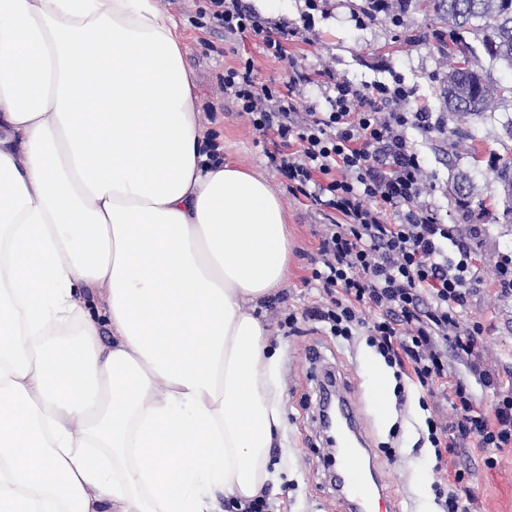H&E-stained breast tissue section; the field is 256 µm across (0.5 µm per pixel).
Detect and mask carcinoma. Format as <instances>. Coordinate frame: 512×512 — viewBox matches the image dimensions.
Listing matches in <instances>:
<instances>
[{"mask_svg":"<svg viewBox=\"0 0 512 512\" xmlns=\"http://www.w3.org/2000/svg\"><path fill=\"white\" fill-rule=\"evenodd\" d=\"M433 4L448 24L437 35L439 47L460 45L471 55L463 66L455 58L447 57L448 72L442 81L445 109L452 114L479 117L512 100V86H502L491 78L466 38L473 35L491 63L512 69V0H433ZM495 182L505 199L503 215L511 220L512 158L500 163Z\"/></svg>","mask_w":512,"mask_h":512,"instance_id":"obj_1","label":"carcinoma"}]
</instances>
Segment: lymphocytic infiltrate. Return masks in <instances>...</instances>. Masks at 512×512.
Wrapping results in <instances>:
<instances>
[{
	"instance_id": "obj_1",
	"label": "lymphocytic infiltrate",
	"mask_w": 512,
	"mask_h": 512,
	"mask_svg": "<svg viewBox=\"0 0 512 512\" xmlns=\"http://www.w3.org/2000/svg\"><path fill=\"white\" fill-rule=\"evenodd\" d=\"M211 4L225 34L261 37L268 55L284 57V25L260 18L244 0ZM308 80L296 71L282 87L258 83L249 58L224 71L225 95L266 139L268 163L287 175L289 192L343 218L325 225L312 260L311 279L329 297L314 317L334 336L367 329L385 361L409 368L426 389L447 380L446 351L477 367L481 325L462 322L460 312L478 280L471 242L481 230L441 222L408 135L438 131L440 118L425 107L408 111L414 90L398 76L358 87L329 75L325 112L298 97L297 84ZM451 394L455 425L427 422L435 450L470 436L484 448L512 446V395L486 412L463 384H452Z\"/></svg>"
}]
</instances>
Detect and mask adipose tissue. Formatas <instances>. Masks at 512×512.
<instances>
[{
  "mask_svg": "<svg viewBox=\"0 0 512 512\" xmlns=\"http://www.w3.org/2000/svg\"><path fill=\"white\" fill-rule=\"evenodd\" d=\"M161 0H0V512H219L283 425L262 174L211 160Z\"/></svg>",
  "mask_w": 512,
  "mask_h": 512,
  "instance_id": "obj_1",
  "label": "adipose tissue"
}]
</instances>
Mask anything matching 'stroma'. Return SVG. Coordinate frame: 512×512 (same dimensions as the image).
I'll list each match as a JSON object with an SVG mask.
<instances>
[{
  "instance_id": "35a3bbf8",
  "label": "stroma",
  "mask_w": 512,
  "mask_h": 512,
  "mask_svg": "<svg viewBox=\"0 0 512 512\" xmlns=\"http://www.w3.org/2000/svg\"><path fill=\"white\" fill-rule=\"evenodd\" d=\"M179 26L190 37L185 65L194 77L199 110L205 120L216 122L215 138L224 160L262 174L278 191L288 211L292 253L288 280L265 303L271 344L279 354L280 399L285 421L279 443L271 450L270 464L277 481L265 495L270 512H336V493L326 477L328 452L312 420L316 410V382L308 361L311 346H318L336 368L345 390L365 405L368 438L393 495L403 512H439L434 484L455 487V475L467 473L470 490L461 496L463 512H512V447L481 448L475 439L436 457L427 443L428 417L451 415L448 389L426 390L410 378H396L367 341L366 332L351 338L330 334L326 323L306 317L307 308L327 302L323 289L309 283L311 263L327 218L310 200L288 191L287 178L273 171L264 155V144L237 107L224 96V70L239 59L252 58L258 82L279 85L287 81L290 63L309 75L300 93L317 111H326L323 95L325 70H334L361 86L400 75L413 86L411 107L426 106L438 112L442 60L435 35L444 30L442 14L409 0L400 24L380 12L365 23L352 18L363 0H325V9L304 22L303 0H245L253 12L272 20L286 19L298 27L285 43L286 56L278 59L263 51L254 36L225 35L209 17L210 0H163ZM512 119V105L503 104L484 118L448 116L439 133L416 135L415 140L430 173L428 199L448 224H480L484 234L476 242L477 264L484 267L500 254H512V223L502 217V200L494 181L499 159L512 157V138L503 125ZM469 182L464 194L470 201L461 211L454 186L460 175ZM295 314V327L284 320ZM463 321H477L480 362L499 376L495 388L480 385L465 362L448 356L449 380L463 382L477 407L488 410L512 383V296H501L491 279H483L470 294L461 313ZM394 457H386V449Z\"/></svg>"
}]
</instances>
